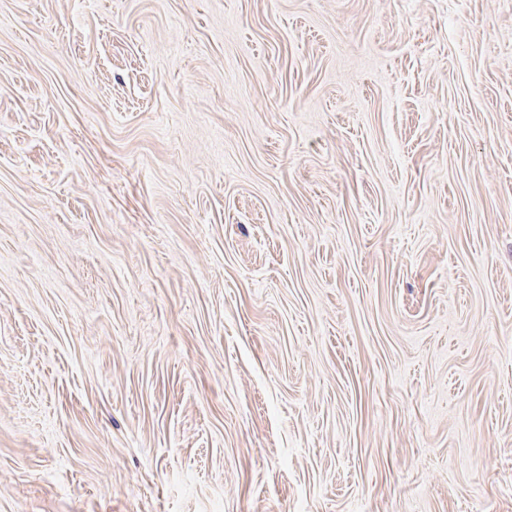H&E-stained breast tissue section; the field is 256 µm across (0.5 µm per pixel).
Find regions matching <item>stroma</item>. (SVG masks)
Listing matches in <instances>:
<instances>
[{
  "label": "stroma",
  "mask_w": 512,
  "mask_h": 512,
  "mask_svg": "<svg viewBox=\"0 0 512 512\" xmlns=\"http://www.w3.org/2000/svg\"><path fill=\"white\" fill-rule=\"evenodd\" d=\"M0 512H512V0H0Z\"/></svg>",
  "instance_id": "obj_1"
}]
</instances>
